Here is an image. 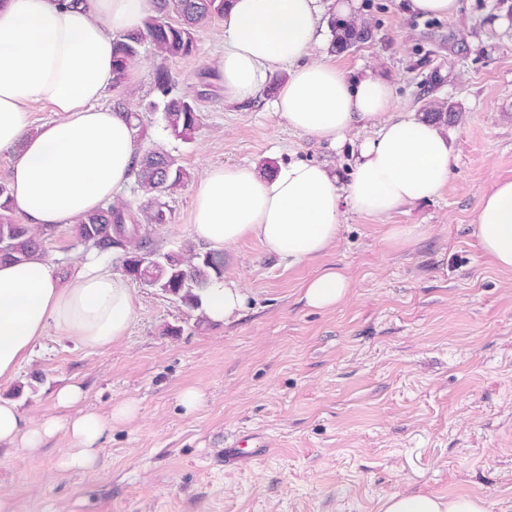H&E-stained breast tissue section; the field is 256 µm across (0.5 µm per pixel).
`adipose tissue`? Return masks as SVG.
Listing matches in <instances>:
<instances>
[{
	"label": "adipose tissue",
	"instance_id": "1",
	"mask_svg": "<svg viewBox=\"0 0 512 512\" xmlns=\"http://www.w3.org/2000/svg\"><path fill=\"white\" fill-rule=\"evenodd\" d=\"M152 0H0V154L12 157V205L36 228L65 227L113 202L129 183L144 146L122 113L102 105L111 85L112 50L122 34L141 30ZM319 0H229L224 52L210 63L225 100L254 101L275 70L288 71L273 101L292 129L338 143L377 124L361 144L347 184L324 164L294 161L271 175L248 166L209 168L193 191L192 233L209 249L257 238L296 264L333 246L342 204L372 218L432 198L448 183L451 151L435 124L394 109L393 89L378 76L348 80L329 61L311 59L321 40ZM48 104L55 119L29 124L28 108ZM483 254L512 269V180L481 198L471 226ZM350 283L337 270L309 280L306 305L336 307ZM200 310L216 324L239 316L241 288L215 281L200 294ZM136 297L110 263L90 253L67 278L46 259L0 263V384L11 382L48 332L102 349L127 336ZM84 392L69 385L55 401L63 418L34 419L0 398V445L36 449L58 432L72 446L59 465L89 469L106 428L139 414L136 401L109 417L82 408ZM380 512H488L484 500L396 492Z\"/></svg>",
	"mask_w": 512,
	"mask_h": 512
}]
</instances>
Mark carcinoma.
<instances>
[{"mask_svg":"<svg viewBox=\"0 0 512 512\" xmlns=\"http://www.w3.org/2000/svg\"><path fill=\"white\" fill-rule=\"evenodd\" d=\"M228 0H154L155 11L144 29L120 36L112 50L114 62L112 85L125 83L128 70L140 57V48L149 44L164 56H187L195 48V28L215 16H224ZM174 13L173 24L165 16ZM331 49L348 51L372 37L363 22L354 19L331 22ZM159 100L149 103L161 111L164 129L182 140L192 139L201 115L187 96L173 93L175 81L168 70L159 68L154 76ZM423 118L433 123L451 124L458 116L451 102L430 101L422 108ZM187 178L176 159L159 149L144 152L134 171V183L147 196L143 212L145 223L131 224L127 210L108 205L83 217L73 225L78 243L119 264L125 274L162 290L188 310L199 309L200 291L224 274V254L200 252L192 247L166 253L159 252L151 238L152 227L166 224L170 211L163 198ZM45 236L40 230L17 220L10 202V189L0 183V259L27 261L46 254Z\"/></svg>","mask_w":512,"mask_h":512,"instance_id":"obj_1","label":"carcinoma"}]
</instances>
